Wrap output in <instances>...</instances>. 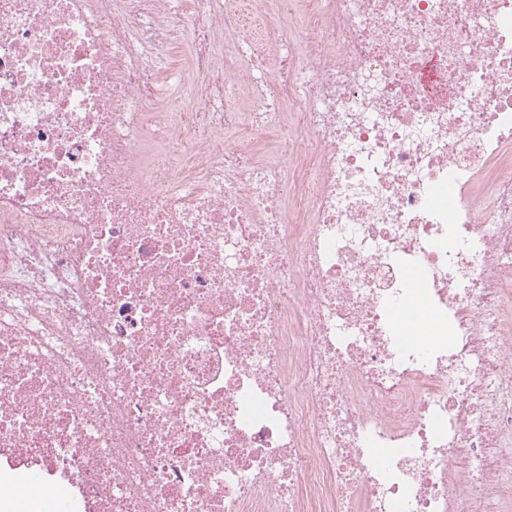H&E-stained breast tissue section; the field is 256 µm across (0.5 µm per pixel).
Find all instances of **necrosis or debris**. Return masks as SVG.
Listing matches in <instances>:
<instances>
[{"instance_id":"1","label":"necrosis or debris","mask_w":512,"mask_h":512,"mask_svg":"<svg viewBox=\"0 0 512 512\" xmlns=\"http://www.w3.org/2000/svg\"><path fill=\"white\" fill-rule=\"evenodd\" d=\"M511 447L512 0H0L1 506L500 512Z\"/></svg>"}]
</instances>
